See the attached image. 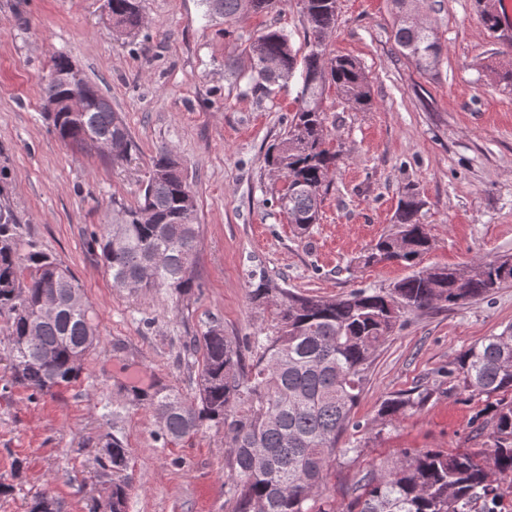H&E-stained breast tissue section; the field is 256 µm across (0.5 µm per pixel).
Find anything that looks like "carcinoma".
Returning <instances> with one entry per match:
<instances>
[{
    "instance_id": "cac0c4a2",
    "label": "carcinoma",
    "mask_w": 512,
    "mask_h": 512,
    "mask_svg": "<svg viewBox=\"0 0 512 512\" xmlns=\"http://www.w3.org/2000/svg\"><path fill=\"white\" fill-rule=\"evenodd\" d=\"M205 15L237 18L272 10L281 0H201ZM309 46L299 73V105L288 128L266 153L268 167L281 173L280 209L304 235L318 223L323 188L337 168L339 154L326 146L322 94L328 84L361 109L372 105L368 76L348 56L326 55L327 39L336 25V0H301ZM482 3L481 20L494 34L499 17L492 0ZM112 28L131 34L143 24L139 0H107ZM394 42L417 69L427 72L439 61L443 46L430 28L397 19ZM254 67L248 81L269 89L293 76L296 54L287 33L261 32L250 43ZM276 58L267 70L262 62ZM53 68L72 73V84L43 77L44 102L60 103L78 91L85 105L79 112L63 107L45 113L58 139L89 149L112 144V161L124 160L136 148L123 118L112 111L96 85L68 57L54 58ZM425 202L412 188L401 195L395 213L398 229L381 236L356 261L363 268L388 262L420 263L431 238L419 213ZM197 200L181 173L173 150L163 146L153 159L142 201L101 224L91 234L100 248L112 287L135 295L157 288L187 294L200 287L194 277L199 247ZM22 225L14 210L0 202V318L8 329L12 382L33 399L76 382L84 360L96 345L97 329L84 292L70 270L38 250H22ZM512 284V259H474L465 270L432 268L426 276L411 273L387 290L359 288L338 298L306 295L272 284L265 273L252 284L250 299L272 310L269 328L247 337L256 354L245 367L240 345L224 336L218 324L195 337L199 352L191 392L154 383L129 389L130 402L152 412L159 422L155 440L166 445L205 426H221L233 458L225 477L226 494L235 512H472L475 501L495 499L501 484L512 488V401L496 402L488 448L489 461L467 452L427 449L408 452L384 473H367L340 509L323 497L325 471L338 456L358 452L339 446L343 432L358 429L354 409L376 352L393 334L402 312L459 305L486 299ZM54 293L59 315L41 316L46 297ZM512 324L470 346L444 370L462 380L474 395L488 398L512 391ZM430 393L419 391L384 400L380 413L394 417L406 407H422ZM103 447L112 456L99 458L101 476H115L126 466L123 439L112 436ZM127 492L112 483L106 512H125Z\"/></svg>"
}]
</instances>
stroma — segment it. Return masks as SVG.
<instances>
[{
	"mask_svg": "<svg viewBox=\"0 0 512 512\" xmlns=\"http://www.w3.org/2000/svg\"><path fill=\"white\" fill-rule=\"evenodd\" d=\"M333 55L357 60L370 80L372 107L360 109L327 87L328 146L340 153L320 219L298 235L275 197L282 184L265 163L268 147L297 106L299 77L271 92L251 88L249 44L268 26L306 53L300 0L264 14L208 19L201 0H140L144 24L132 36L112 30L107 0H0V165L5 200L23 238L78 280L95 312L99 341L80 379L31 400L0 360V512H28L53 496L60 512H93L111 483L96 457L108 434L122 438L128 465L126 512H233L224 493L232 452L223 430L206 427L162 445L156 417L127 404L130 387L161 380L189 389L184 343L208 325L244 339L269 313L249 297L263 269L285 288L333 298L356 288H390L410 274L391 262L359 268L355 259L393 224L405 187L424 201L420 221L433 247L421 264L462 267L477 257H512V88L496 71L512 63V11L496 7L489 34L477 0H422L424 20L444 46L419 71L394 43L392 0H337ZM68 56L124 117L136 148L120 162L64 144L44 118L40 79ZM174 150L196 196L200 245L197 289L133 296L113 288L89 235L120 206L139 200L159 147ZM512 324V284L490 298L403 313L379 350L348 430L358 454L337 458L325 497L345 506L359 478L405 450L484 452L477 433L493 415L440 370L483 337ZM432 389L423 409L393 421L378 411L392 395Z\"/></svg>",
	"mask_w": 512,
	"mask_h": 512,
	"instance_id": "1",
	"label": "stroma"
}]
</instances>
